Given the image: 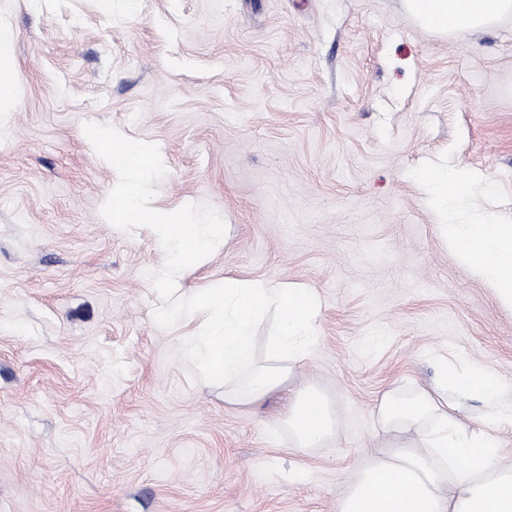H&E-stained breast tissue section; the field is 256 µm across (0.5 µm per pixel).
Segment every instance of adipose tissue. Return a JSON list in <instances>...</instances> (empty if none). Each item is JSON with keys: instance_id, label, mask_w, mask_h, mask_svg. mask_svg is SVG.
Here are the masks:
<instances>
[{"instance_id": "1", "label": "adipose tissue", "mask_w": 512, "mask_h": 512, "mask_svg": "<svg viewBox=\"0 0 512 512\" xmlns=\"http://www.w3.org/2000/svg\"><path fill=\"white\" fill-rule=\"evenodd\" d=\"M408 14L423 28L450 35L486 30L512 15V0H404ZM418 179L432 208L448 212L465 199L470 179L459 171L429 167ZM442 237L459 256L512 305V224L445 222ZM501 382L480 364L465 372L441 365L433 386L416 387L408 397L389 391L376 409L380 431L413 433L411 444L387 451L364 467L341 499L338 512H512V466L501 464L496 440L487 433L459 432V402H491L488 419L512 421V404L499 405ZM291 444L314 448L332 439L337 418L316 386L295 391L282 419Z\"/></svg>"}]
</instances>
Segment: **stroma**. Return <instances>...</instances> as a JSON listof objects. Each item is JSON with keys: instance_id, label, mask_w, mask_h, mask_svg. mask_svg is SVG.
I'll use <instances>...</instances> for the list:
<instances>
[{"instance_id": "1", "label": "stroma", "mask_w": 512, "mask_h": 512, "mask_svg": "<svg viewBox=\"0 0 512 512\" xmlns=\"http://www.w3.org/2000/svg\"><path fill=\"white\" fill-rule=\"evenodd\" d=\"M0 512H336L384 392L479 360L512 401V308L439 232L416 175L476 172L457 223L512 221V15L441 37L403 0H0ZM158 145L156 205L215 208L224 241L183 292L232 276L308 288L317 343L287 389L230 404L156 326L150 229L83 132ZM333 440L291 447L288 389ZM12 42L11 32L0 26V94L10 83ZM288 430L293 448H314L332 439L337 418L326 395L314 385L295 391L281 421Z\"/></svg>"}]
</instances>
